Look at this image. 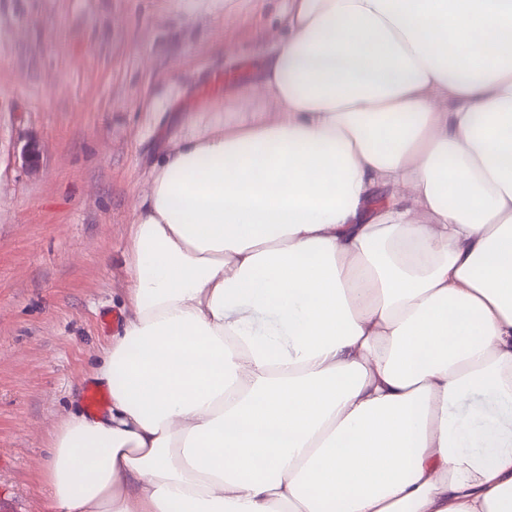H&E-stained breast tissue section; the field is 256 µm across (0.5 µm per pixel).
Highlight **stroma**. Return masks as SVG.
Returning <instances> with one entry per match:
<instances>
[{
    "label": "stroma",
    "mask_w": 512,
    "mask_h": 512,
    "mask_svg": "<svg viewBox=\"0 0 512 512\" xmlns=\"http://www.w3.org/2000/svg\"><path fill=\"white\" fill-rule=\"evenodd\" d=\"M281 4L0 0V497L24 512L127 316L151 169L255 79Z\"/></svg>",
    "instance_id": "stroma-1"
}]
</instances>
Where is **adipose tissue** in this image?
Segmentation results:
<instances>
[{"label": "adipose tissue", "instance_id": "1", "mask_svg": "<svg viewBox=\"0 0 512 512\" xmlns=\"http://www.w3.org/2000/svg\"><path fill=\"white\" fill-rule=\"evenodd\" d=\"M284 18L149 174L43 512H512V0Z\"/></svg>", "mask_w": 512, "mask_h": 512}]
</instances>
